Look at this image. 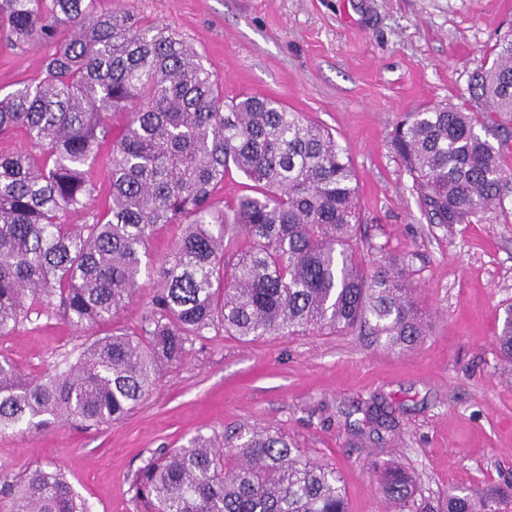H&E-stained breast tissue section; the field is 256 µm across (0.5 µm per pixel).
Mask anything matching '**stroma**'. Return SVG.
I'll use <instances>...</instances> for the list:
<instances>
[{
	"label": "stroma",
	"mask_w": 512,
	"mask_h": 512,
	"mask_svg": "<svg viewBox=\"0 0 512 512\" xmlns=\"http://www.w3.org/2000/svg\"><path fill=\"white\" fill-rule=\"evenodd\" d=\"M142 24L192 42L225 101L281 100L346 146L367 222V259L412 254L410 283L428 324L398 352L330 331L244 342L208 333L166 368L130 414L98 428L63 422L0 434V475L61 465L91 512H136L134 472L197 433L274 428L340 472L349 512H385L388 460L435 499L512 482V375L495 348L512 302V192L504 211L430 224L390 145L408 112L440 103L479 111L470 75L512 28V0H133ZM47 49L0 42V94L39 77ZM85 341L67 321L34 315L0 335L24 375L74 362ZM381 398L400 423L388 451L359 445L365 407Z\"/></svg>",
	"instance_id": "1"
}]
</instances>
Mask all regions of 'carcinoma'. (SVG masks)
Wrapping results in <instances>:
<instances>
[{
	"mask_svg": "<svg viewBox=\"0 0 512 512\" xmlns=\"http://www.w3.org/2000/svg\"><path fill=\"white\" fill-rule=\"evenodd\" d=\"M113 4L99 12L93 0H0L1 40L49 48L43 78L0 96V135L20 132L29 145L0 155V334L34 312L79 331L110 323L144 276L154 283L148 312L141 332L97 337L63 371L30 377L0 360V433L121 419L211 331L246 341L328 329L390 350L417 347L427 328L410 257L368 267L358 253L347 149L275 98L224 103L218 77L187 41L139 23L131 0ZM469 92L484 111L427 106L391 137L429 223L445 229L504 209L512 180L502 147L478 127L512 114L511 31ZM120 112L126 121L116 127ZM96 166L108 173L111 197L97 208ZM234 171L250 181L248 192L214 201ZM167 224L180 232L153 261L152 241ZM239 235L244 246L228 264ZM498 321L499 357L512 367V303ZM365 414L373 433L398 429L376 399ZM379 485L394 512H426L404 469L385 463ZM133 487L140 512H348L336 468L272 428L162 448ZM0 512L89 508L57 465L1 479ZM437 512H512V484L467 489Z\"/></svg>",
	"mask_w": 512,
	"mask_h": 512,
	"instance_id": "cac0c4a2",
	"label": "carcinoma"
}]
</instances>
